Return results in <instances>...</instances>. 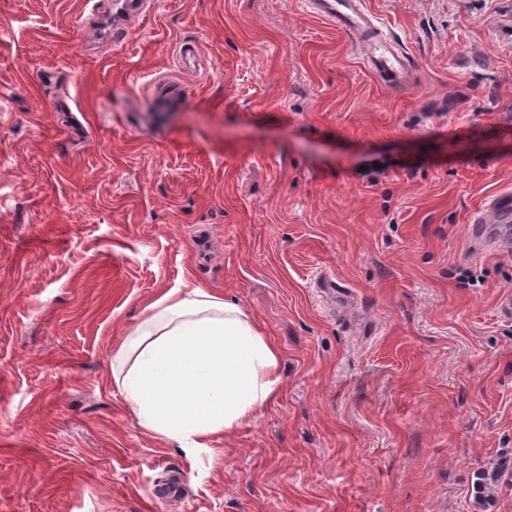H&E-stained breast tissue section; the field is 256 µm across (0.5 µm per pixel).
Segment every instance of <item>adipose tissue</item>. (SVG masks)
Instances as JSON below:
<instances>
[{
  "mask_svg": "<svg viewBox=\"0 0 512 512\" xmlns=\"http://www.w3.org/2000/svg\"><path fill=\"white\" fill-rule=\"evenodd\" d=\"M113 387L147 434L198 451L280 392L281 353L241 306L210 288H171L112 348Z\"/></svg>",
  "mask_w": 512,
  "mask_h": 512,
  "instance_id": "obj_1",
  "label": "adipose tissue"
}]
</instances>
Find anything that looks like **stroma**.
<instances>
[{"label":"stroma","mask_w":512,"mask_h":512,"mask_svg":"<svg viewBox=\"0 0 512 512\" xmlns=\"http://www.w3.org/2000/svg\"><path fill=\"white\" fill-rule=\"evenodd\" d=\"M363 3L400 83L306 0H148L118 46L0 0V512H474L512 454V255L469 224L512 188V0ZM196 283L284 380L209 453L108 362ZM368 64L379 75H397L406 70L409 60L381 35L369 47Z\"/></svg>","instance_id":"35a3bbf8"}]
</instances>
